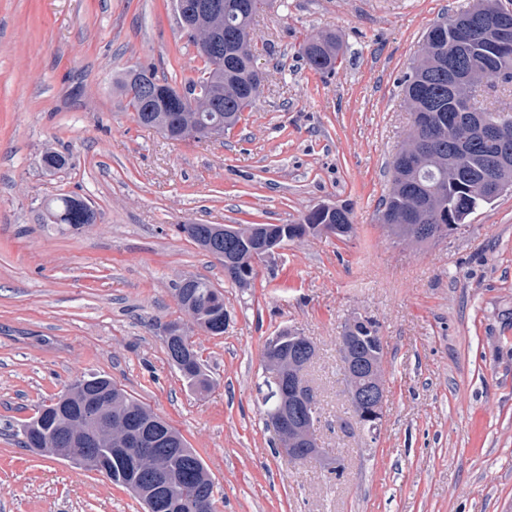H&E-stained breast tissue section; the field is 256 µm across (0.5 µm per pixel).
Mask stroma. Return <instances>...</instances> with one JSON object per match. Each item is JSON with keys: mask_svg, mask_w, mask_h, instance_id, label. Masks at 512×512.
<instances>
[{"mask_svg": "<svg viewBox=\"0 0 512 512\" xmlns=\"http://www.w3.org/2000/svg\"><path fill=\"white\" fill-rule=\"evenodd\" d=\"M469 0H265L263 74L224 136L171 141L114 87L138 68L176 84L202 62L174 0H0V512H142L96 471L31 452L17 430L75 377L98 373L178 429L215 482L218 512H512V191L438 242L377 221L409 115L398 82L423 35ZM335 33V70L308 38ZM69 157L50 172L45 151ZM67 193L93 223L44 221ZM323 203L356 233L284 243L241 289L181 224H294ZM201 275L224 332L193 331L214 381L187 390L160 328ZM384 338V422L355 424L339 338L352 317ZM298 329L317 354V461L289 464L260 411L265 339ZM341 466V475L331 467ZM341 47L335 33H325L308 39L302 46V55L316 72L328 73L336 68Z\"/></svg>", "mask_w": 512, "mask_h": 512, "instance_id": "stroma-1", "label": "stroma"}]
</instances>
